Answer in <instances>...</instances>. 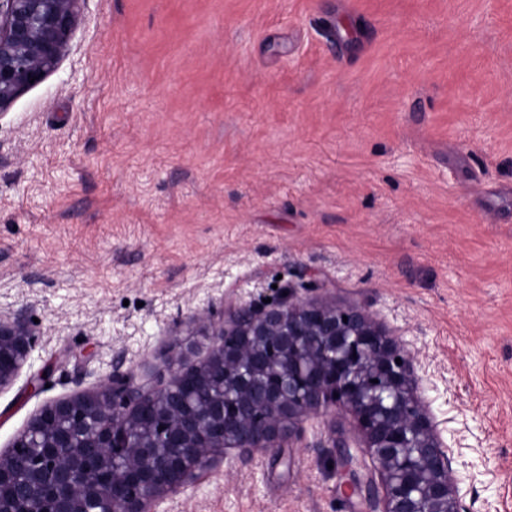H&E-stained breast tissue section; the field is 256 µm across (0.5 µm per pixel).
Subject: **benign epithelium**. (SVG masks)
<instances>
[{"instance_id": "1", "label": "benign epithelium", "mask_w": 512, "mask_h": 512, "mask_svg": "<svg viewBox=\"0 0 512 512\" xmlns=\"http://www.w3.org/2000/svg\"><path fill=\"white\" fill-rule=\"evenodd\" d=\"M79 2L0 0V118L63 59ZM212 336L200 362L180 349L153 391L114 368L96 391L44 404L0 454V512H148L224 449L269 451L330 411L352 418L340 462L357 441L380 475L379 492L351 472L369 512H463L418 355L365 309L290 292L235 307ZM33 347L25 322L0 317V391Z\"/></svg>"}]
</instances>
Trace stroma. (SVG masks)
<instances>
[{
    "label": "stroma",
    "instance_id": "35a3bbf8",
    "mask_svg": "<svg viewBox=\"0 0 512 512\" xmlns=\"http://www.w3.org/2000/svg\"><path fill=\"white\" fill-rule=\"evenodd\" d=\"M80 13L0 118V314L35 336L0 452L112 367L154 390L235 305L293 287L417 353L465 512H512V0ZM349 428L226 450L152 510L367 512L332 446Z\"/></svg>",
    "mask_w": 512,
    "mask_h": 512
}]
</instances>
